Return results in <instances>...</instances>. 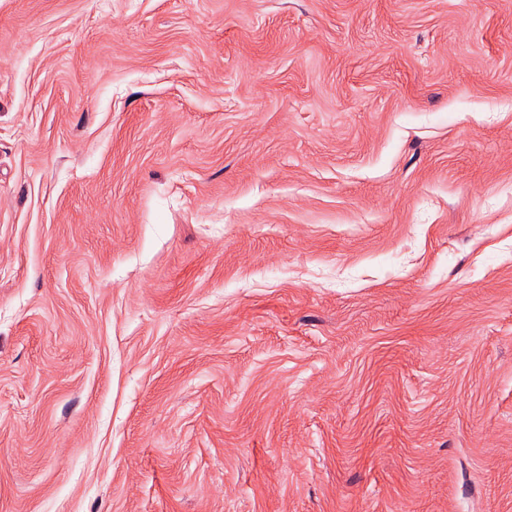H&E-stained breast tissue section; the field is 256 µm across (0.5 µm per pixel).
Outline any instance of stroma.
I'll return each mask as SVG.
<instances>
[{"label": "stroma", "mask_w": 512, "mask_h": 512, "mask_svg": "<svg viewBox=\"0 0 512 512\" xmlns=\"http://www.w3.org/2000/svg\"><path fill=\"white\" fill-rule=\"evenodd\" d=\"M0 512H512V0H0Z\"/></svg>", "instance_id": "35a3bbf8"}]
</instances>
